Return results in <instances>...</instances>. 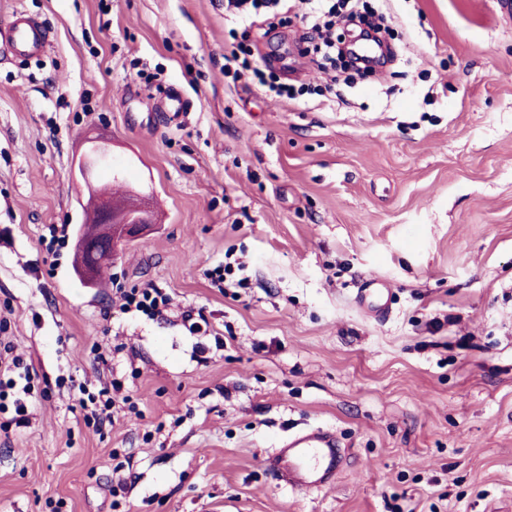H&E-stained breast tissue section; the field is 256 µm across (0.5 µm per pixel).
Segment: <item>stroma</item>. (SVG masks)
Segmentation results:
<instances>
[{
	"mask_svg": "<svg viewBox=\"0 0 512 512\" xmlns=\"http://www.w3.org/2000/svg\"><path fill=\"white\" fill-rule=\"evenodd\" d=\"M364 2L394 59L333 95L294 17L0 0L52 37L37 60L0 53V338L42 390L0 431V512H512V20L500 0ZM237 40L307 94L225 77ZM95 143V179L123 176L154 227L91 287L74 169ZM228 251L248 285L222 292L207 272ZM368 279L394 290L385 317L357 302ZM148 284L168 312L120 314L119 289ZM132 367L134 409L87 427L78 386ZM312 427L351 460L283 488L265 459Z\"/></svg>",
	"mask_w": 512,
	"mask_h": 512,
	"instance_id": "1",
	"label": "stroma"
}]
</instances>
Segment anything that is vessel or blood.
I'll return each instance as SVG.
<instances>
[{
	"label": "vessel or blood",
	"instance_id": "obj_1",
	"mask_svg": "<svg viewBox=\"0 0 512 512\" xmlns=\"http://www.w3.org/2000/svg\"><path fill=\"white\" fill-rule=\"evenodd\" d=\"M51 43V33L42 22L21 10L0 23V48L22 59L42 57ZM357 300L376 316H384L393 304V290L379 280L359 288ZM345 456L335 433L316 429L289 436L267 461L273 476L294 491H310L333 483Z\"/></svg>",
	"mask_w": 512,
	"mask_h": 512
}]
</instances>
